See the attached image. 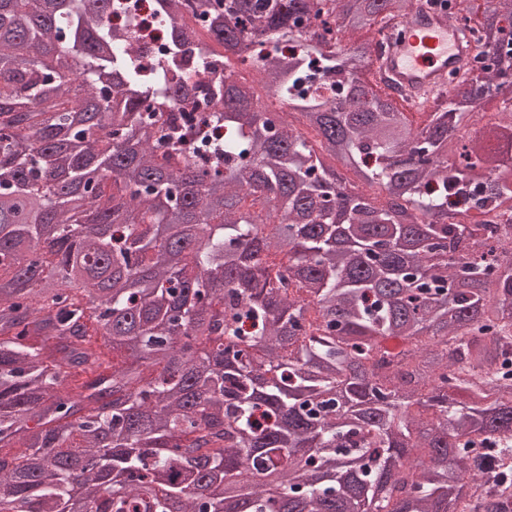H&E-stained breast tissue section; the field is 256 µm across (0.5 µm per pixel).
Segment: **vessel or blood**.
Masks as SVG:
<instances>
[{
  "instance_id": "b4317fda",
  "label": "vessel or blood",
  "mask_w": 512,
  "mask_h": 512,
  "mask_svg": "<svg viewBox=\"0 0 512 512\" xmlns=\"http://www.w3.org/2000/svg\"><path fill=\"white\" fill-rule=\"evenodd\" d=\"M473 53L447 13L412 4L397 34L390 37L373 74L381 87L404 92L407 102L419 103L443 89L449 72L462 68Z\"/></svg>"
}]
</instances>
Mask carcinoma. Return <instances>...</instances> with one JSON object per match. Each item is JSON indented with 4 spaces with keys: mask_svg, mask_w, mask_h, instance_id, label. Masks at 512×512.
Wrapping results in <instances>:
<instances>
[{
    "mask_svg": "<svg viewBox=\"0 0 512 512\" xmlns=\"http://www.w3.org/2000/svg\"><path fill=\"white\" fill-rule=\"evenodd\" d=\"M411 4L157 0L147 66L121 0H0V512H504L512 0L419 122L336 51Z\"/></svg>",
    "mask_w": 512,
    "mask_h": 512,
    "instance_id": "1",
    "label": "carcinoma"
}]
</instances>
